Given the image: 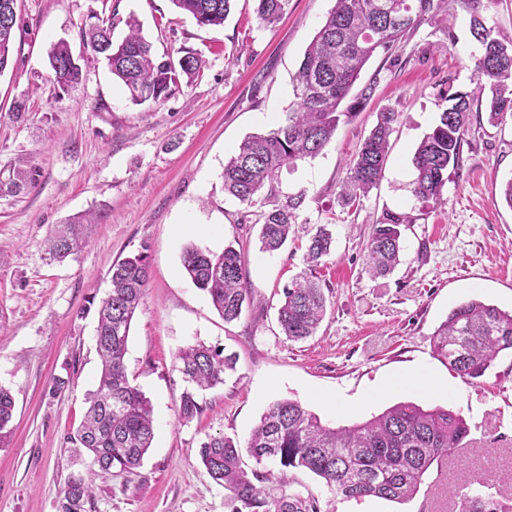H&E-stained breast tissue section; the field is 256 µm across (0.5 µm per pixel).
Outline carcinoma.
<instances>
[{"mask_svg":"<svg viewBox=\"0 0 512 512\" xmlns=\"http://www.w3.org/2000/svg\"><path fill=\"white\" fill-rule=\"evenodd\" d=\"M18 0H0V73L9 62L18 28ZM200 26H221L234 0H171ZM260 23L272 26L288 8V0H255ZM456 0H335L307 46L295 77L294 102L285 120L262 134L250 135L239 151L224 163V192L248 207L271 204L261 212L259 241L264 252L281 250L293 234L297 211L305 197L300 192L277 201L278 173L298 160L314 157L330 142L338 126L352 121L375 91L378 74L361 82V74L377 53L395 54L421 23L433 19ZM473 12L471 33L481 44L474 61L487 99L456 92L441 112L437 125L417 146L412 164L413 192L423 199L441 200L448 168L459 167L462 147L473 111L488 112L492 122L512 116V37L478 22L480 8L492 0H466ZM128 34L113 41L112 26L94 24L82 31L83 44L104 58L113 77L122 82L135 105L157 103L181 83L198 79L204 61L194 49L182 50L178 60L157 58L142 36L139 22L126 20ZM52 80L60 88L79 81L81 69L68 43L59 40L48 52ZM486 101V107L473 108ZM398 113H378L376 125L358 152L342 188L346 203L367 194L382 177L389 137ZM33 175L19 166L12 178L0 182L11 194L28 189ZM403 215H389L373 225L367 245L368 267L377 275L390 272L400 258ZM83 223L73 217L51 234L47 250L63 259L82 246ZM332 233L318 227L307 245L306 261L313 268L328 256ZM182 266L193 284L210 298L215 310L230 322L240 317L253 288L242 255L231 247L220 254L197 247L184 250ZM150 278L146 257L139 253L112 266L111 291L101 301L96 327V351L101 361L98 387L88 397V409L75 433L66 437L83 448L92 466L101 471L132 473L151 448L154 438L152 406L132 383L125 367L129 331L143 303ZM327 309L320 285L303 271L284 289L277 320L290 341L314 335ZM435 355L463 378L481 377L502 351L512 350V310L471 300L454 307L431 337ZM186 386L175 402L177 418L188 423L201 413L197 392L224 383L235 360L202 343L178 349ZM15 408L11 392L0 386V441L10 434ZM467 422L444 407L424 408L413 402L395 404L371 419L349 427L331 428L290 399L272 402L245 442L214 435L200 448L208 474L228 491L231 512H319L314 498L291 488L288 469L307 470L347 499L375 497L405 502L418 492L433 465L470 435ZM258 468L242 467V452ZM279 466L278 474L264 470ZM93 475L72 476L58 489V512H88L93 501ZM460 512H512L493 493L455 486Z\"/></svg>","mask_w":512,"mask_h":512,"instance_id":"cac0c4a2","label":"carcinoma"}]
</instances>
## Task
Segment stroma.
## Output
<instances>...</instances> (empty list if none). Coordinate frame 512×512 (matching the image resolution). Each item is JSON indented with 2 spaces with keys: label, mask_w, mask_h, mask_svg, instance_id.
Returning <instances> with one entry per match:
<instances>
[{
  "label": "stroma",
  "mask_w": 512,
  "mask_h": 512,
  "mask_svg": "<svg viewBox=\"0 0 512 512\" xmlns=\"http://www.w3.org/2000/svg\"><path fill=\"white\" fill-rule=\"evenodd\" d=\"M335 0H289L275 26L260 23L254 0H236L218 27H201L171 0H18L19 28L0 74V180L26 162L36 185L0 191V386L15 400L13 434L0 445V512H58L57 490L86 473L87 456L71 452L68 433L80 425L97 387V315L89 301L110 289L112 266L146 252L150 282L131 325L125 364L150 400L153 444L135 473L97 472L91 512H230L227 493L203 468L208 436L246 439L266 407L300 401L322 424L350 426L401 401L449 407L471 427L473 446L458 449L449 483L491 486L512 503V354L501 353L476 379L457 375L433 352L430 339L449 311L476 299L512 309V207L503 196L512 180V119L473 118L462 163L449 169L441 201L414 196L413 154L447 106L448 95L471 91L481 52L471 11L458 0L423 22L397 52L374 56L373 98L352 123L339 126L319 155L279 176L280 196L304 193L299 233L280 251L262 252L259 208L224 191V163L249 134L283 119L294 97L291 79L304 50ZM136 15L156 55L201 51V76L158 103L133 104L104 61L86 50L80 33L95 18L122 23ZM64 39L82 69L78 84L54 85L52 43ZM398 120L379 185L345 204L341 185L380 111ZM390 214L401 227V262L372 276L365 254L373 224ZM80 215L90 225L84 246L50 261L45 240ZM329 225L330 254L316 274L328 299L317 333L299 342L282 334L276 307L305 269L308 233ZM224 228L221 237L204 233ZM245 256L254 299L237 320L224 322L182 267L188 246ZM196 342L235 356L224 382L199 392L200 415L178 423L173 406L184 388L178 348ZM405 369L443 384L440 392L379 387ZM66 379L52 392L54 378ZM341 397L331 409L315 393ZM294 487L314 497L320 512H427L449 502L429 472L415 498L361 501L329 490L298 471Z\"/></svg>",
  "instance_id": "stroma-1"
}]
</instances>
